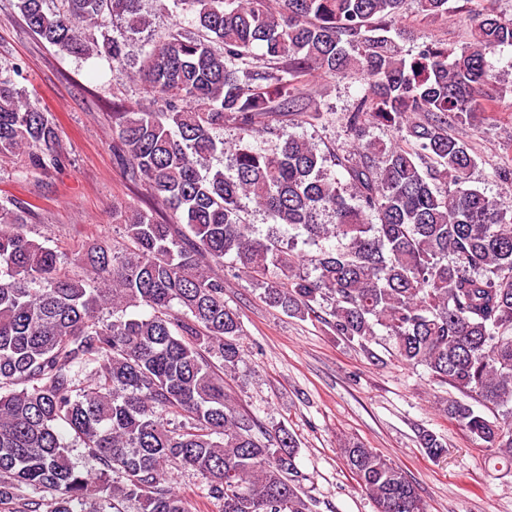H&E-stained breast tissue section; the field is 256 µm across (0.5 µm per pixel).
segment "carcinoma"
Here are the masks:
<instances>
[{"mask_svg": "<svg viewBox=\"0 0 512 512\" xmlns=\"http://www.w3.org/2000/svg\"><path fill=\"white\" fill-rule=\"evenodd\" d=\"M141 2L15 7L60 53L103 56L122 77L126 44L111 28L116 18L132 34L150 27ZM172 2L188 27L153 44L138 70L156 109L117 113V132L125 165L175 223L112 205L126 245L91 247L73 276L22 230L30 204L0 203V504L190 512L169 477L180 465L202 476L220 512H315L296 440L240 412L225 385L243 327L213 262L290 317L324 314L372 358L382 340L424 367L456 391L434 396L436 408L512 466V196L471 184L475 159L457 133L512 92L509 73L486 59L512 48V17L481 14L461 45L424 39L407 56L396 25L405 0ZM448 2L416 0L419 23L447 18ZM18 74L0 69V159L54 167L57 126L24 99ZM313 74L369 84L344 117L342 152L289 131L336 124L303 96ZM266 133L278 143L264 146ZM494 177L512 189L511 153ZM250 207L267 231L246 220ZM140 306L151 314L127 315ZM172 414L181 426L170 427ZM67 434L98 462L96 476L73 461ZM419 440L428 456L446 455L436 433ZM341 453L376 512H427L391 459L360 442Z\"/></svg>", "mask_w": 512, "mask_h": 512, "instance_id": "cac0c4a2", "label": "carcinoma"}]
</instances>
